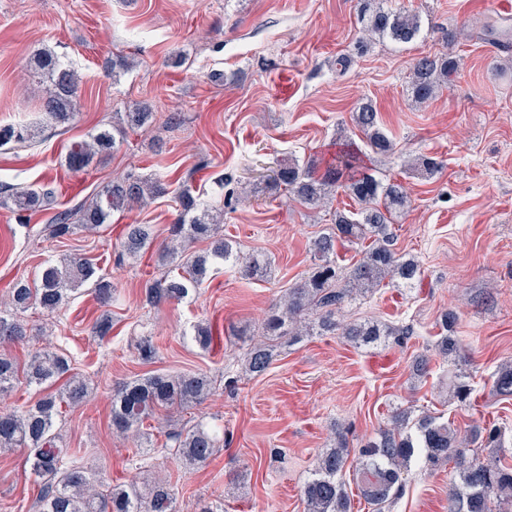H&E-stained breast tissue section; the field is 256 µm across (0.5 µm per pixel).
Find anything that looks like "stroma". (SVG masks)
<instances>
[{"instance_id":"stroma-1","label":"stroma","mask_w":512,"mask_h":512,"mask_svg":"<svg viewBox=\"0 0 512 512\" xmlns=\"http://www.w3.org/2000/svg\"><path fill=\"white\" fill-rule=\"evenodd\" d=\"M471 2L392 0L419 13L422 37L408 47L375 40L361 55L357 0H0V123L27 122L40 110L31 67L36 50L52 49L81 76L69 126L46 127L0 148V184L54 191L53 203L37 213L0 206V297L16 280L34 279L45 261L70 254L103 269L119 291L109 336L92 334L102 309L84 288L55 316L27 310L29 335L9 348L21 362L37 349L56 350L88 377L92 400L58 423L69 455L106 467L116 484L168 478L181 512L219 496L224 512H305L314 460L332 447L337 431L347 430L351 446H359L397 408L461 429L494 423L512 436V396L491 391L500 365L512 361V51L487 54L483 31L493 4L485 0L478 12ZM449 32L454 42H447ZM446 51L459 62L453 81L432 100L414 102V59ZM120 56L131 66L115 79L106 68ZM342 56L352 62L340 77ZM365 98L394 152L364 157L378 177L401 180L411 200L391 226L392 247L415 257L423 277L413 288L393 281L357 297L343 316L409 325L414 334L401 344L360 349L339 335L306 336L279 347L265 374L245 373L243 354L272 300L307 275L314 239L349 199L336 193L313 212L286 192L238 200L240 187L276 160L329 159L343 136L362 143L351 113ZM142 103L154 112L150 126L127 132L87 171L63 166L72 142ZM421 155L441 162L440 173L428 179L405 170ZM129 173L164 175L166 194L113 214L97 231L49 237L56 213L77 209ZM185 184L223 206L225 237L243 253L267 256L271 272L258 280L219 266L181 302L151 307L143 290L159 273L156 246L168 235ZM129 224L151 225L155 244L137 262L120 264ZM450 308L459 315L455 334L465 353L454 363L435 349L439 315ZM202 321L213 329L206 349L192 338ZM144 335L157 345L149 365L133 350ZM420 353L430 358L421 380L411 374ZM187 371L213 379L207 401L186 416L162 412L146 422L147 448L113 431V383ZM460 373L473 388L463 408L448 403V379ZM186 417L215 427L222 440L200 467L183 466L166 447L167 432ZM26 458L23 448L0 454V512H37L39 488ZM449 471L412 462L393 512H448Z\"/></svg>"}]
</instances>
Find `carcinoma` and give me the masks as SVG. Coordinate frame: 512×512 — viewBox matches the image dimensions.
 Wrapping results in <instances>:
<instances>
[{"mask_svg": "<svg viewBox=\"0 0 512 512\" xmlns=\"http://www.w3.org/2000/svg\"><path fill=\"white\" fill-rule=\"evenodd\" d=\"M366 36L358 41V50L368 49V38L378 37L397 46L409 45L421 37L419 15L384 5L383 0H359ZM37 78L46 81L42 108L51 125H64L74 119L80 78L77 71L49 51L34 58ZM458 63L450 54L425 55L415 59L410 92L418 101H428L450 83ZM153 113L137 106L112 130L101 129L88 140L73 144L66 154L70 170L79 172L95 156L117 147V137L127 128L143 127ZM353 123L364 135L367 145L377 153H393V143L385 132L379 112L370 102L360 103L353 112ZM25 140V129L13 124L0 125V147ZM286 189L309 209L326 205L341 189L355 203L354 210L334 213L331 231L313 243L317 263L309 275L296 282L275 300L262 325V339L244 353L247 372L254 376L271 366L275 348L294 343L304 336H323L340 332L355 347H371L390 340L403 342L412 335L408 326L383 322L352 320L342 322L339 313L357 294L374 291L385 281H398L407 287L421 281L419 261L391 248L390 224L402 214L408 203L406 187L398 182H384L362 165L361 151L355 145L339 152L333 162L320 168L311 159L278 166L265 189ZM166 192L159 178L128 176L112 181L88 204L79 208L82 228L91 232L107 221L112 213L141 207ZM49 190L8 189L0 203L18 211L38 212L49 204ZM179 213L170 229L168 242L159 246L160 276L145 288V302L151 306L179 302L197 290L220 263L238 267L248 276L262 277L267 267L249 255H243L220 234L214 212L218 208L202 202L189 185L178 192ZM72 214L57 213L50 224L54 238L74 232ZM151 226L128 224L118 261L136 259L150 244ZM206 249H191L196 243ZM347 242L361 246V258L347 270L336 265V245ZM89 285L102 304L112 300V282L100 273L96 264L82 257L65 256L46 264L33 282L20 280L8 292V301H0V343L25 341L27 328L17 313L38 307L47 314L59 312L80 288ZM458 317L448 310L440 317L442 333L436 349L448 359L460 356L461 346L454 328ZM138 358L148 363L156 355L151 336H142L134 344ZM24 375L29 387L48 388L65 379L56 393H47L21 410L0 411V452L16 448L29 451L30 472L40 480L39 512H179L176 493L166 478L140 487L128 484L105 485L103 470L84 466L66 458L58 446L54 431L62 417V406L75 409L89 397L85 379L71 373L67 357L42 349L34 352L20 366L0 355V393L14 387L18 375ZM214 390L213 380L201 372L148 374L118 383L112 389V428L121 434L139 430L140 425L161 411H187L205 402ZM493 391L512 395V366L503 365L493 381ZM450 399L462 406L470 404L471 385L460 375L449 390ZM412 411L398 409L390 423L350 453L345 435L338 434L336 446L316 457L312 478L304 487L305 512H353L350 495L340 479L349 465L358 478L360 497L373 512H386L404 494L407 480L404 469L414 457L432 471L453 463L448 482V512H507L512 505V464L501 457L482 459L469 454V448L505 450L506 434L495 424L461 431L448 422H439L430 414L411 422ZM176 458L185 466L204 464L215 454L219 438L212 427L198 422L168 434Z\"/></svg>", "mask_w": 512, "mask_h": 512, "instance_id": "carcinoma-1", "label": "carcinoma"}]
</instances>
